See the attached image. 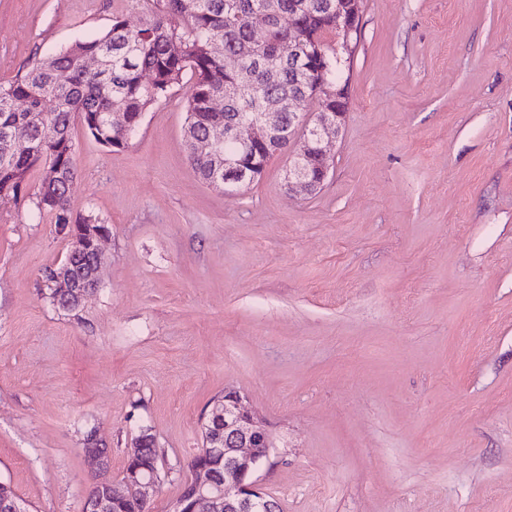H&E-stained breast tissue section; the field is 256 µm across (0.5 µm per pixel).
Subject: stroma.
Returning a JSON list of instances; mask_svg holds the SVG:
<instances>
[{
  "label": "stroma",
  "mask_w": 512,
  "mask_h": 512,
  "mask_svg": "<svg viewBox=\"0 0 512 512\" xmlns=\"http://www.w3.org/2000/svg\"><path fill=\"white\" fill-rule=\"evenodd\" d=\"M147 0H0V82ZM191 76L113 150L71 125L74 215L108 225L79 316L46 298L68 238L0 209V481L82 512L87 433L137 436L169 512L225 389L271 430L282 512H512V0H364L349 115L312 196L274 157L219 191L184 140Z\"/></svg>",
  "instance_id": "1"
}]
</instances>
